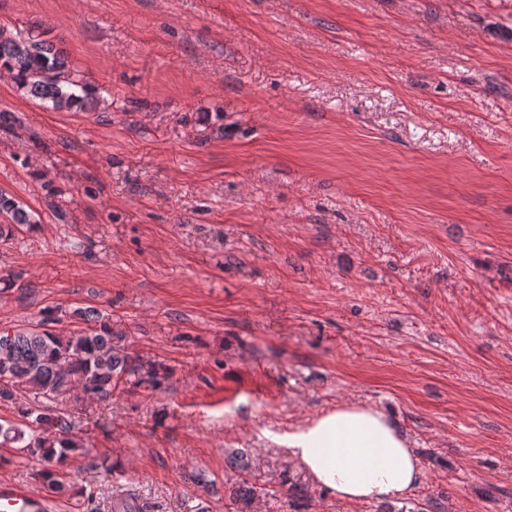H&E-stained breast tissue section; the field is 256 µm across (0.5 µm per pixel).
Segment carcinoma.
<instances>
[{
  "mask_svg": "<svg viewBox=\"0 0 512 512\" xmlns=\"http://www.w3.org/2000/svg\"><path fill=\"white\" fill-rule=\"evenodd\" d=\"M5 70L26 96L38 99L54 110H91L101 102L98 88L54 44L41 36L14 34L0 25V70ZM0 239L13 236L15 229L35 223L34 217L18 201L0 192ZM52 321L46 314L37 328L0 333V404L15 405L29 421L26 429L40 432L25 440V429L11 422H0L3 441H27L24 448L39 456L40 471L49 490L66 491L58 478V468L73 455H89L75 434L72 420L63 414L49 415L21 401L27 392L34 398L56 401L79 390L88 400L112 397V388L123 376L146 372L147 381H157V369L144 367L120 353L113 344L112 326L95 312L85 314L86 327L70 335L45 329Z\"/></svg>",
  "mask_w": 512,
  "mask_h": 512,
  "instance_id": "cac0c4a2",
  "label": "carcinoma"
}]
</instances>
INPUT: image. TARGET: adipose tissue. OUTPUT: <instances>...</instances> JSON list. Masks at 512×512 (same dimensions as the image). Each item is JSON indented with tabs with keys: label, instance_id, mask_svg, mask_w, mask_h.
<instances>
[{
	"label": "adipose tissue",
	"instance_id": "adipose-tissue-1",
	"mask_svg": "<svg viewBox=\"0 0 512 512\" xmlns=\"http://www.w3.org/2000/svg\"><path fill=\"white\" fill-rule=\"evenodd\" d=\"M289 462L346 503L397 498L422 482L420 458L385 412L342 402L289 432Z\"/></svg>",
	"mask_w": 512,
	"mask_h": 512
}]
</instances>
